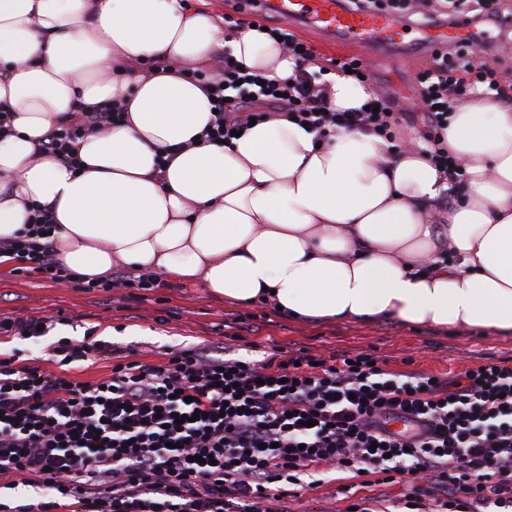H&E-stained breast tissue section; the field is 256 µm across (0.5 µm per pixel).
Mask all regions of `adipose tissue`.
<instances>
[{
    "mask_svg": "<svg viewBox=\"0 0 512 512\" xmlns=\"http://www.w3.org/2000/svg\"><path fill=\"white\" fill-rule=\"evenodd\" d=\"M227 51L281 82L295 69L267 32L186 0H0V239L40 204L81 276L125 264L294 318L512 331V98L451 112L459 185L416 147L344 128L318 141L281 114L203 141L211 85L193 71ZM375 96L328 83L335 112ZM111 105L124 119L79 142L80 167L43 150Z\"/></svg>",
    "mask_w": 512,
    "mask_h": 512,
    "instance_id": "obj_1",
    "label": "adipose tissue"
}]
</instances>
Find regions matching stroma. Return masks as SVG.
I'll list each match as a JSON object with an SVG mask.
<instances>
[{
  "instance_id": "1",
  "label": "stroma",
  "mask_w": 512,
  "mask_h": 512,
  "mask_svg": "<svg viewBox=\"0 0 512 512\" xmlns=\"http://www.w3.org/2000/svg\"><path fill=\"white\" fill-rule=\"evenodd\" d=\"M423 21L407 22L402 50L360 51L369 66L376 92L411 112L403 123L409 134L424 128L417 106L416 74L431 64V51L415 49ZM49 318L53 329L41 342L8 339L0 349L19 358H43L44 347L62 337L82 339L84 334L106 338L130 360L159 364L167 353L208 346L216 353L231 350L247 359H263L277 349H304L311 353L365 351L380 357L395 373H459L487 358L512 362V333L440 329L403 325L390 319L371 321L301 322L261 304L236 305L209 294L194 284L169 282L153 290L138 288L106 292L87 291L57 282L40 273L17 272L0 264V319ZM369 475L352 478V488L337 494L336 482L323 479L319 487L288 497V512H350L367 501L371 512H392L402 497L398 484L381 486L372 497Z\"/></svg>"
}]
</instances>
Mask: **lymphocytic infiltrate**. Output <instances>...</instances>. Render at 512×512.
<instances>
[{
    "mask_svg": "<svg viewBox=\"0 0 512 512\" xmlns=\"http://www.w3.org/2000/svg\"><path fill=\"white\" fill-rule=\"evenodd\" d=\"M269 33L282 36L295 76L264 81L225 57L206 140L246 128L253 99L285 108L319 137L348 127L395 139L402 115L394 101L328 111L313 48L284 28ZM433 60L417 77L421 141L436 168L461 179L465 168L441 134L452 109L497 90V72L457 46L435 51ZM237 84L253 97H225ZM122 118L115 107L80 113L44 148L78 165L77 141ZM52 228L49 208H33L21 235L0 241V259L69 280ZM102 349L61 338L44 369L0 353V477L8 476V489L22 483L46 494L15 507L0 502V512H59L65 500L78 512H286L283 501L303 476L363 472L404 483L407 512H512V365L505 361L436 377L392 373L363 351L248 360L190 348L160 364H116L93 381L59 374Z\"/></svg>",
    "mask_w": 512,
    "mask_h": 512,
    "instance_id": "obj_1",
    "label": "lymphocytic infiltrate"
}]
</instances>
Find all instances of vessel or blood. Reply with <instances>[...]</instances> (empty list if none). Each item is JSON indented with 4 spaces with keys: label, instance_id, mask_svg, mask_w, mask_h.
Instances as JSON below:
<instances>
[{
    "label": "vessel or blood",
    "instance_id": "vessel-or-blood-1",
    "mask_svg": "<svg viewBox=\"0 0 512 512\" xmlns=\"http://www.w3.org/2000/svg\"><path fill=\"white\" fill-rule=\"evenodd\" d=\"M261 11L278 18L297 21L331 42L351 48L369 43L395 47L404 39L399 20L379 14H364L340 6L338 0H256ZM467 28L433 27L422 32L419 41L432 49H442L466 37Z\"/></svg>",
    "mask_w": 512,
    "mask_h": 512
}]
</instances>
